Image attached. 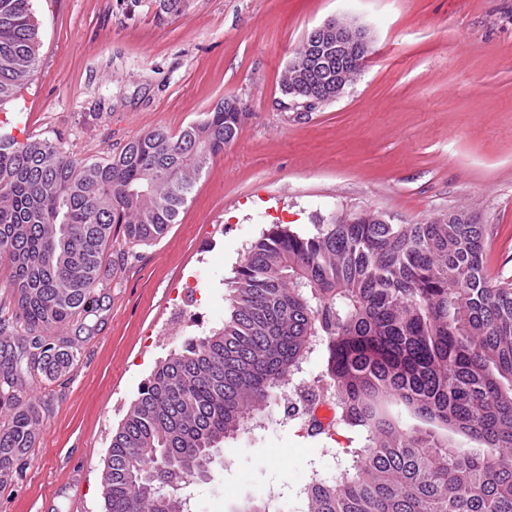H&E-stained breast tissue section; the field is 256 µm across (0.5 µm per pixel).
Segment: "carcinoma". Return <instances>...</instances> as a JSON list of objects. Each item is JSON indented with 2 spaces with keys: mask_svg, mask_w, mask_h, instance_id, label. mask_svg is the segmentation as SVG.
Listing matches in <instances>:
<instances>
[{
  "mask_svg": "<svg viewBox=\"0 0 512 512\" xmlns=\"http://www.w3.org/2000/svg\"><path fill=\"white\" fill-rule=\"evenodd\" d=\"M31 0H0V110L38 63ZM323 68L285 71L328 100ZM225 97L172 134L153 129L109 159H76L45 139L0 130V262L15 295L0 337V398L22 374L51 377L72 355L47 339L88 314L119 226L131 244L178 223L194 185L238 136ZM486 225L459 209L416 224L384 211L332 215L300 234L276 227L235 267L224 322L160 361L112 431L104 512H160L175 492L145 474L161 462L211 465L265 426L306 383L333 417L307 436L343 433L344 474L313 472L300 512H512V280L487 273ZM33 405L0 423V451L31 448ZM476 442L480 448L467 446Z\"/></svg>",
  "mask_w": 512,
  "mask_h": 512,
  "instance_id": "carcinoma-1",
  "label": "carcinoma"
}]
</instances>
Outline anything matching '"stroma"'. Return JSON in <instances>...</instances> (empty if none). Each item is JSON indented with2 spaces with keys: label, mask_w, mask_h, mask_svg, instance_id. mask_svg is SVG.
I'll return each mask as SVG.
<instances>
[{
  "label": "stroma",
  "mask_w": 512,
  "mask_h": 512,
  "mask_svg": "<svg viewBox=\"0 0 512 512\" xmlns=\"http://www.w3.org/2000/svg\"><path fill=\"white\" fill-rule=\"evenodd\" d=\"M39 63L0 110L18 140L47 139L102 160L155 128L178 132L221 98L246 112L237 138L198 179L159 240L115 232L89 314L57 338L76 358L55 380L28 379L41 415L18 467L0 470V512H103L112 431L156 363L221 324L227 278L276 224L367 209L417 223L461 208L491 232L487 272L512 279V0H33ZM349 17L372 40L340 99L285 107L280 83L304 37ZM201 313L200 323L186 311ZM333 441L293 425L258 429L185 489L192 512H233L265 487L277 512L310 470L332 475ZM83 466L71 498L52 490Z\"/></svg>",
  "instance_id": "obj_1"
}]
</instances>
